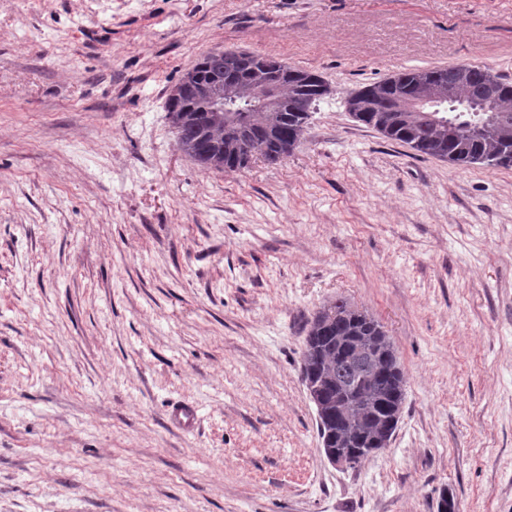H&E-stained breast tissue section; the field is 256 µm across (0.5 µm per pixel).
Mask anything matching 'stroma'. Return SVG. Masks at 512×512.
I'll return each instance as SVG.
<instances>
[{
  "label": "stroma",
  "mask_w": 512,
  "mask_h": 512,
  "mask_svg": "<svg viewBox=\"0 0 512 512\" xmlns=\"http://www.w3.org/2000/svg\"><path fill=\"white\" fill-rule=\"evenodd\" d=\"M216 49L328 83L283 162L179 150L166 100ZM464 63L512 79V0H0V512H512V169L346 109ZM339 298L406 381L353 468L301 375Z\"/></svg>",
  "instance_id": "35a3bbf8"
}]
</instances>
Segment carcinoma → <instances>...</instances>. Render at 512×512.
Returning <instances> with one entry per match:
<instances>
[{"label": "carcinoma", "instance_id": "1", "mask_svg": "<svg viewBox=\"0 0 512 512\" xmlns=\"http://www.w3.org/2000/svg\"><path fill=\"white\" fill-rule=\"evenodd\" d=\"M254 83L274 86L279 112H238L228 124L211 97L228 87L245 99ZM457 98L486 103L498 120L470 112L446 121L428 112H395L402 99H422L442 88ZM328 94L321 75L247 51L209 52L195 60L167 99L179 149L203 170H239L255 158L285 160L298 145L311 112ZM353 118L391 141L457 166L512 168V82L480 64L406 69L366 85L347 101ZM302 379L319 386L326 420L318 423L323 448L358 451L360 458L393 435V416L405 401L397 350L382 326L338 299L309 323Z\"/></svg>", "mask_w": 512, "mask_h": 512}]
</instances>
